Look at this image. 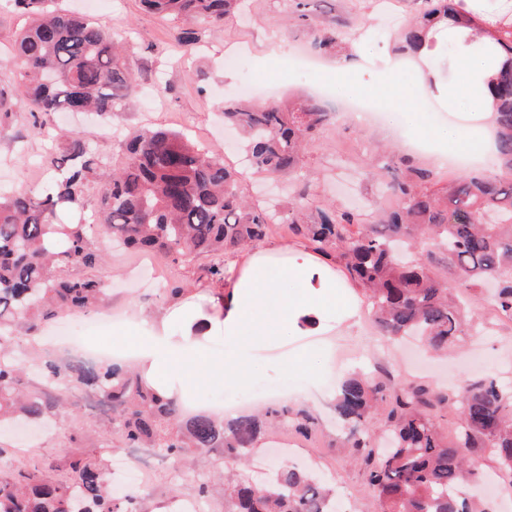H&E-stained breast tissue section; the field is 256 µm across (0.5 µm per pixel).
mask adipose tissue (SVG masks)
<instances>
[{
    "label": "adipose tissue",
    "instance_id": "ef3b65f1",
    "mask_svg": "<svg viewBox=\"0 0 512 512\" xmlns=\"http://www.w3.org/2000/svg\"><path fill=\"white\" fill-rule=\"evenodd\" d=\"M498 68L495 53L463 55L458 77L446 89L449 108L461 116L440 127L429 144L438 161H447L452 152L466 156L472 136L482 132ZM218 286L224 291L219 307L203 309L185 300L162 317L141 320L136 362L145 383L159 394H186L214 377L245 383L265 345L291 336L324 335L337 309L351 316L358 312L348 303L354 281L301 240L237 251L225 263ZM175 320L183 325L178 336L171 333ZM216 334L224 338V354L214 361L202 356L201 346Z\"/></svg>",
    "mask_w": 512,
    "mask_h": 512
}]
</instances>
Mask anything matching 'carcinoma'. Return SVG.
Masks as SVG:
<instances>
[{
	"label": "carcinoma",
	"mask_w": 512,
	"mask_h": 512,
	"mask_svg": "<svg viewBox=\"0 0 512 512\" xmlns=\"http://www.w3.org/2000/svg\"><path fill=\"white\" fill-rule=\"evenodd\" d=\"M239 0H140L150 12L174 21L221 25ZM30 17L12 46L21 60V80L39 132L59 112L89 108L118 112L135 80L119 57L120 36L93 20L58 6L57 0H14ZM484 38L504 58L496 77L494 136L500 173L462 175L444 192L433 189V171L404 161L388 164L386 188L395 206L366 219L355 209L336 210L301 196L284 217L246 200L242 174L223 157L192 143L183 133L139 128L126 143L122 164L108 169L84 137L73 132L68 148L47 158L62 170L39 194L0 193V431L14 419L37 420L44 403L26 395L20 369L6 358L22 321L50 318L69 309L87 312L105 283L75 275L103 262L93 241V222L57 224V208L84 206L89 178L99 182L101 223L112 240L176 263L207 260L211 281L224 277V256L256 245L277 224L288 225L316 252L344 264L365 287L378 323L390 337L416 334L433 350L456 343L467 331L464 307L474 295L448 298L444 277L429 271L439 259L460 285L474 292L498 283L492 308L512 323V24L459 8L456 0H423L416 21L404 29L399 49L416 55L432 44L435 17ZM336 37L317 34L312 50L331 52ZM333 111L319 98L293 105L276 102L224 106V123L244 137L251 167L268 175H298L308 141L328 126ZM50 389L98 391L112 409V429L128 448L151 445L166 455L193 448L218 451L233 462L246 459L262 431L309 416L275 405L257 416L218 421L183 417L179 403L148 387L131 369L101 363L49 361L42 375ZM448 402L441 389L402 384L371 374L345 379L336 394L340 419L352 427L353 457L365 471L375 512H489L463 488L489 457L512 486V391L494 378L466 380L456 387L459 422L445 436L430 410ZM383 412L389 439L366 427L371 411ZM44 462L0 476V512H137L130 489L117 493L94 457L73 463L72 476L57 481ZM225 512H338L326 489L303 469L278 467L270 484L240 475L225 497Z\"/></svg>",
	"instance_id": "cac0c4a2"
}]
</instances>
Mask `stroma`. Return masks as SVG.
Listing matches in <instances>:
<instances>
[{
  "instance_id": "stroma-1",
  "label": "stroma",
  "mask_w": 512,
  "mask_h": 512,
  "mask_svg": "<svg viewBox=\"0 0 512 512\" xmlns=\"http://www.w3.org/2000/svg\"><path fill=\"white\" fill-rule=\"evenodd\" d=\"M292 3L242 0L239 13L223 25L186 22V30L197 32L200 40L180 62L170 53L171 23L144 11L139 0H99L92 11L87 10L85 0H64L68 9L91 13L104 28L127 34L125 58L137 87L122 111L111 115H55L57 137L49 142L33 127L20 78L21 64L9 56L26 18L11 0H0V88L6 90L11 105L8 114H0V186L37 191L53 176L46 163L48 150L62 151L73 131L81 132L91 149L113 164L121 160L122 141L130 130L153 126L182 131L196 144L223 156L226 164L240 167L247 160L242 145H224V102L236 97L245 82L255 83L259 95L283 102L308 93H325L336 80L333 60L306 64L297 75L291 72L292 62L302 60L317 28L337 31V54L361 44L360 77L370 80L384 69L392 52L391 43L377 32L380 19L390 14L402 24L414 18L420 7V0H312L310 9L317 25L310 28L290 23ZM410 94L424 104L420 120L426 133H434L452 120L447 105L412 74L392 86L376 88L373 100L384 109L392 100L404 103ZM326 102L337 110V119L307 147L301 178L247 173L243 187L253 202L280 215L302 195L339 208L356 202L368 214L386 205L385 188L368 175L367 164L397 148L398 133L382 122L360 123L342 112L335 96L327 95ZM106 126L112 129L108 138L101 133ZM95 241L106 257L98 274L110 289L92 314L100 329L82 332L87 345L122 350L135 346L134 317L160 314L171 305V278H178L185 297L192 301L212 305L222 294L206 278L203 260L192 258L175 266L163 260L159 272H146L144 279L137 281L132 269L138 258L133 251L113 250L111 239L101 232L96 233ZM359 304L360 318L348 320L337 315L325 335L289 337V351L312 353V372L273 371L270 363L279 350L272 347L262 353L245 386L216 379L197 385L191 398L199 414L223 416L231 409L252 414L272 402V389L287 385L289 406L306 410L313 423L304 433L292 425L262 432L249 461L250 473L274 479L270 460L275 456L306 465L344 501L347 512H373L364 471L344 446L347 428L337 418L333 403L337 384L355 373L384 370L394 378L448 389L463 377L493 376L512 384V323L489 319V303L476 302L471 307L469 334L442 356L424 351L418 340L393 341L382 336L367 299H360ZM70 319V313H59L34 334L26 324L17 326L19 342L14 352L25 368L23 381L28 390H40L44 360L63 363L70 359L68 348L56 340L57 330ZM89 454L105 460L107 476L113 480L119 477L121 463L134 454L113 437L112 414L106 409L85 406L75 414L54 405L43 422L0 437V470L6 472L46 460L54 462L62 476L72 460ZM136 493L139 512H169L171 502L177 499L198 501L200 512H224L223 496H199L195 473L183 457L156 455L148 481L138 486Z\"/></svg>"
}]
</instances>
